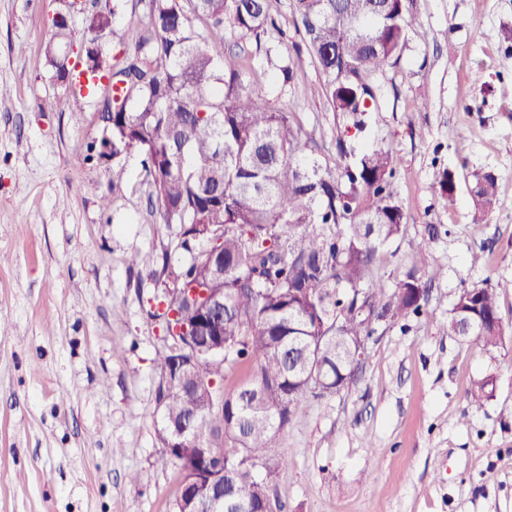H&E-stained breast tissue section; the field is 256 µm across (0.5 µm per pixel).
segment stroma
Masks as SVG:
<instances>
[{
	"instance_id": "35a3bbf8",
	"label": "stroma",
	"mask_w": 512,
	"mask_h": 512,
	"mask_svg": "<svg viewBox=\"0 0 512 512\" xmlns=\"http://www.w3.org/2000/svg\"><path fill=\"white\" fill-rule=\"evenodd\" d=\"M112 4L107 52L120 57L147 6L86 8ZM273 7L292 82L251 42L225 44L244 49L245 90L289 112L335 166L334 115L302 93L318 69L289 0ZM54 8L0 0V512H173L181 471L158 440L155 399L170 340L156 313L190 254L149 206L140 153L88 159L105 135L102 97L65 91L45 65ZM413 16L399 62L373 79L376 110L357 144L397 154L392 192L408 215L374 280L390 291L410 273L429 279L428 304L376 325L349 386L292 417L280 435L289 463L270 489L279 512H512V0H414ZM45 97L54 111H38ZM442 166L496 175L482 223L466 187L453 204L438 194ZM137 250L167 257V273L130 267ZM488 282L506 327L491 352L441 328L459 289ZM484 377L492 394L469 407Z\"/></svg>"
}]
</instances>
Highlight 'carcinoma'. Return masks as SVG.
<instances>
[{"instance_id":"carcinoma-1","label":"carcinoma","mask_w":512,"mask_h":512,"mask_svg":"<svg viewBox=\"0 0 512 512\" xmlns=\"http://www.w3.org/2000/svg\"><path fill=\"white\" fill-rule=\"evenodd\" d=\"M412 0H290V11L309 56L319 71L311 96L326 98L339 118L340 156L352 161L336 171L316 156L317 145L293 127L289 113L244 90L240 54L224 51L225 33L252 41L271 58L267 36L280 30L271 0H149L134 51L111 58L101 38L113 34L114 10L85 13V3L67 0L58 9L85 15L90 38L83 72L112 74L116 93L101 119L108 136L88 151L112 159L138 151L151 198L164 224L180 226V246L191 260L174 274L165 297L169 335L177 354L156 358L159 384L157 436L165 427L196 415L200 444L170 448L182 463L185 482L209 476L232 481L224 505L183 492L177 512H256L273 508L270 483L288 460L278 443L292 416L317 385L313 374H288V349L314 347L319 363L342 381L350 360L343 349L374 332L417 314L426 284L413 275L392 293L373 285L375 257L401 238L408 216L390 192L398 157L389 148L359 154L347 143L363 133L376 97L372 78L400 60L412 25ZM207 25L200 33L197 23ZM74 31L52 22L45 65L62 80L76 75L67 64ZM472 221L494 208L498 182L490 172L466 177ZM441 197L454 202L458 174L448 168L434 179ZM206 245L194 252L191 242ZM224 297L218 335L224 357L191 359L206 345L198 324L202 308ZM475 330L464 337L490 352L503 341L496 285L463 288L443 331L458 324ZM250 362V379L221 395L212 382L224 379L229 360ZM493 380L474 381L469 405L491 397ZM288 408L278 405L284 394ZM266 463L259 477L253 456Z\"/></svg>"}]
</instances>
